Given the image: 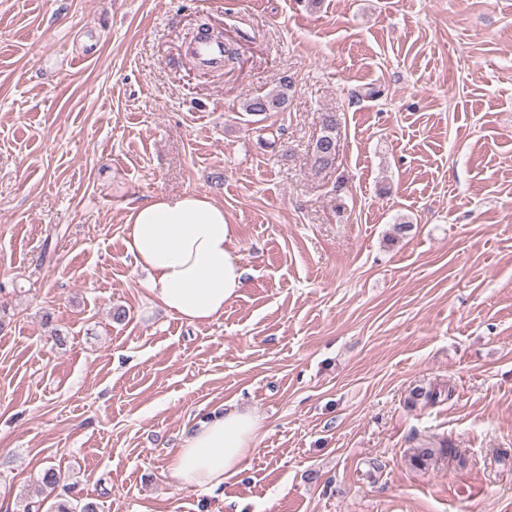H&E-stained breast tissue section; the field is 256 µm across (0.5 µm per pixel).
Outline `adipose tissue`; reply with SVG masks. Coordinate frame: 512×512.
<instances>
[{"label":"adipose tissue","instance_id":"adipose-tissue-1","mask_svg":"<svg viewBox=\"0 0 512 512\" xmlns=\"http://www.w3.org/2000/svg\"><path fill=\"white\" fill-rule=\"evenodd\" d=\"M126 230L136 266L150 274L153 301L180 319L211 321L240 296L247 269L233 249L235 227L208 196L156 195L132 207ZM260 427L243 408L212 414L174 451L168 469L186 485L216 486L240 472Z\"/></svg>","mask_w":512,"mask_h":512}]
</instances>
